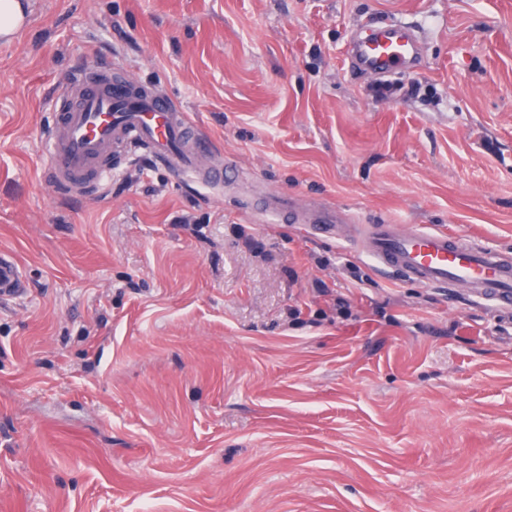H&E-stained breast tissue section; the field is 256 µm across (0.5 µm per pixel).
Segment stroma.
Returning a JSON list of instances; mask_svg holds the SVG:
<instances>
[{
	"label": "stroma",
	"instance_id": "stroma-1",
	"mask_svg": "<svg viewBox=\"0 0 512 512\" xmlns=\"http://www.w3.org/2000/svg\"><path fill=\"white\" fill-rule=\"evenodd\" d=\"M0 41V512H512V314L385 273L362 224L512 251V0H26ZM420 41L384 79L347 57ZM156 85L218 189L142 150L57 193L89 50ZM268 191L346 211L322 233ZM349 54L358 65L382 78L398 68H407L415 47L407 30L392 24L369 29L366 36L354 39ZM23 270L14 254L10 251L0 252V296L14 297L25 288Z\"/></svg>",
	"mask_w": 512,
	"mask_h": 512
}]
</instances>
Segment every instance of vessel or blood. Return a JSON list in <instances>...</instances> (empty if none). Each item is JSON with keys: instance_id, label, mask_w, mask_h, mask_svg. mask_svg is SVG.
<instances>
[{"instance_id": "vessel-or-blood-1", "label": "vessel or blood", "mask_w": 512, "mask_h": 512, "mask_svg": "<svg viewBox=\"0 0 512 512\" xmlns=\"http://www.w3.org/2000/svg\"><path fill=\"white\" fill-rule=\"evenodd\" d=\"M349 53L382 78L410 65L415 47L407 30L392 24L354 39ZM55 107L47 171L62 194L80 193L91 179H104L113 149L128 144L139 145L179 178L205 186L224 175L202 165L205 142L191 137V124L176 102L147 82L116 78L111 62L90 57L69 78ZM357 246L380 269L429 288L462 285L489 306L512 311L511 253L428 225L372 224ZM24 288L18 260L1 251L0 296L14 297Z\"/></svg>"}]
</instances>
